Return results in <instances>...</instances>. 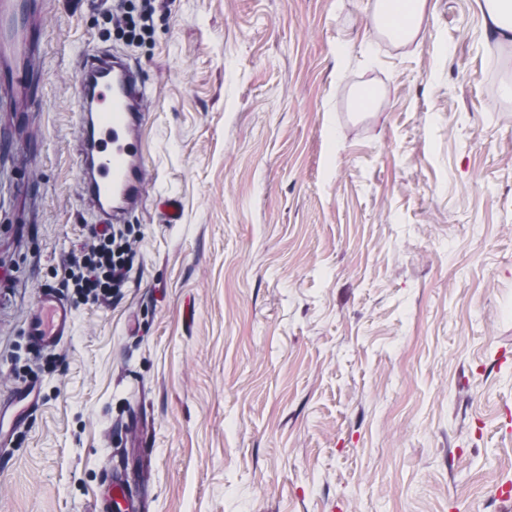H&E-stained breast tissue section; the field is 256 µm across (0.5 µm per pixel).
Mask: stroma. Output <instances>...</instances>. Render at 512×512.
I'll return each mask as SVG.
<instances>
[{
	"mask_svg": "<svg viewBox=\"0 0 512 512\" xmlns=\"http://www.w3.org/2000/svg\"><path fill=\"white\" fill-rule=\"evenodd\" d=\"M45 2L38 107L0 112V405L92 223L81 49L148 87V197L121 296L75 305L0 455V512H93L113 461L144 512H512V40L483 0H429L408 45L368 0H159L141 46L111 0Z\"/></svg>",
	"mask_w": 512,
	"mask_h": 512,
	"instance_id": "35a3bbf8",
	"label": "stroma"
}]
</instances>
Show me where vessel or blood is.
<instances>
[{
  "mask_svg": "<svg viewBox=\"0 0 512 512\" xmlns=\"http://www.w3.org/2000/svg\"><path fill=\"white\" fill-rule=\"evenodd\" d=\"M43 37L37 0H0V112H24L35 101ZM76 80L78 194L95 223L118 224L147 198L141 139L150 96L137 68L109 49L83 54ZM74 327L68 300L59 289L45 288L24 334L29 347L45 351L67 341ZM105 481L108 493L94 512H141V496L123 466L107 468Z\"/></svg>",
  "mask_w": 512,
  "mask_h": 512,
  "instance_id": "vessel-or-blood-1",
  "label": "vessel or blood"
}]
</instances>
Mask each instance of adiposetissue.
Segmentation results:
<instances>
[{
    "mask_svg": "<svg viewBox=\"0 0 512 512\" xmlns=\"http://www.w3.org/2000/svg\"><path fill=\"white\" fill-rule=\"evenodd\" d=\"M429 0H372V20L378 32L406 44L416 40L428 18Z\"/></svg>",
    "mask_w": 512,
    "mask_h": 512,
    "instance_id": "adipose-tissue-1",
    "label": "adipose tissue"
}]
</instances>
